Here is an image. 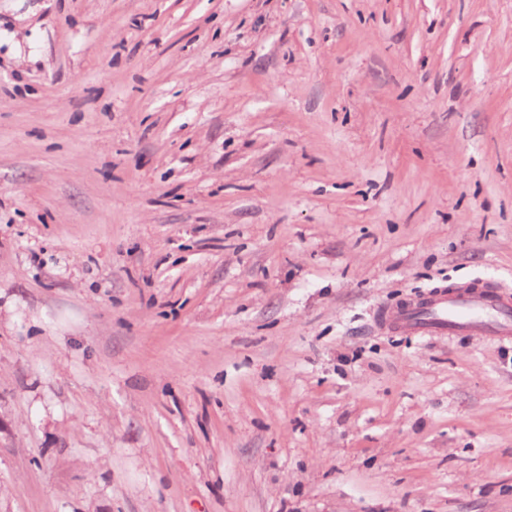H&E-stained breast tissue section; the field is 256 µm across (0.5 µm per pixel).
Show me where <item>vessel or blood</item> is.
Masks as SVG:
<instances>
[{"label":"vessel or blood","instance_id":"obj_1","mask_svg":"<svg viewBox=\"0 0 512 512\" xmlns=\"http://www.w3.org/2000/svg\"><path fill=\"white\" fill-rule=\"evenodd\" d=\"M388 330L416 336H512V294L496 285H463L438 289L384 315Z\"/></svg>","mask_w":512,"mask_h":512}]
</instances>
